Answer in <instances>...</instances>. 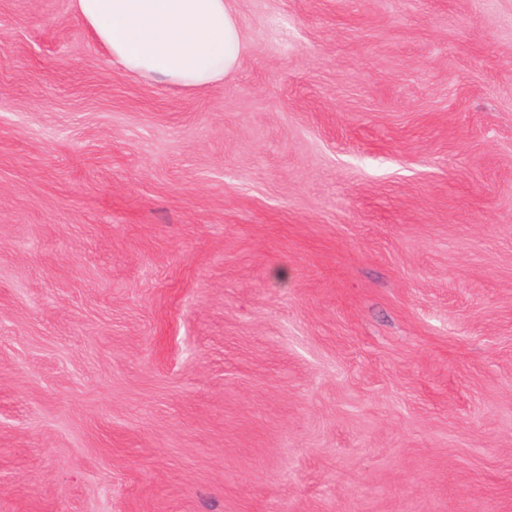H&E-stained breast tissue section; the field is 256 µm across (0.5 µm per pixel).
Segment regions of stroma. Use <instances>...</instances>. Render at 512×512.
<instances>
[{"mask_svg": "<svg viewBox=\"0 0 512 512\" xmlns=\"http://www.w3.org/2000/svg\"><path fill=\"white\" fill-rule=\"evenodd\" d=\"M235 8L0 0V512H512V0ZM122 72L196 91L224 84L246 49L234 0H72Z\"/></svg>", "mask_w": 512, "mask_h": 512, "instance_id": "stroma-1", "label": "stroma"}]
</instances>
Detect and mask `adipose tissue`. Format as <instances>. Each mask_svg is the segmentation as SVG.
Wrapping results in <instances>:
<instances>
[{
	"instance_id": "obj_1",
	"label": "adipose tissue",
	"mask_w": 512,
	"mask_h": 512,
	"mask_svg": "<svg viewBox=\"0 0 512 512\" xmlns=\"http://www.w3.org/2000/svg\"><path fill=\"white\" fill-rule=\"evenodd\" d=\"M122 72L196 91L223 85L246 49L234 0H73Z\"/></svg>"
}]
</instances>
